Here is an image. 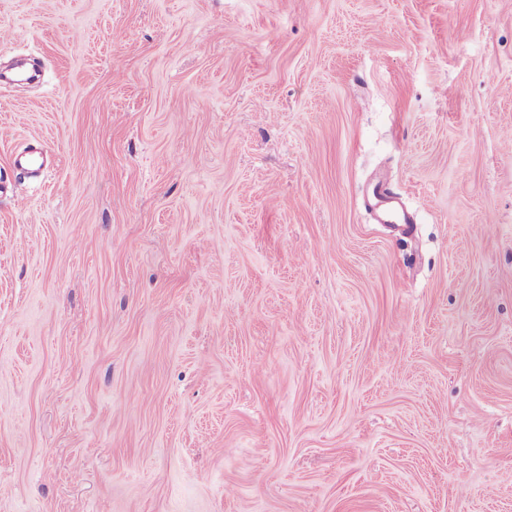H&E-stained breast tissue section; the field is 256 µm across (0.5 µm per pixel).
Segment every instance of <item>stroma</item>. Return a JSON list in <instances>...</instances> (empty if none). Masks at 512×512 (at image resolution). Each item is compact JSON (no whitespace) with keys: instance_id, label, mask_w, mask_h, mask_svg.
<instances>
[{"instance_id":"stroma-1","label":"stroma","mask_w":512,"mask_h":512,"mask_svg":"<svg viewBox=\"0 0 512 512\" xmlns=\"http://www.w3.org/2000/svg\"><path fill=\"white\" fill-rule=\"evenodd\" d=\"M19 59L0 512H512V0H0ZM375 197L384 199L388 204L387 208L383 211V215L387 220L386 222L397 219L403 224H410L409 218L405 215L403 210L397 206L394 194L385 182L379 181L375 184Z\"/></svg>"}]
</instances>
